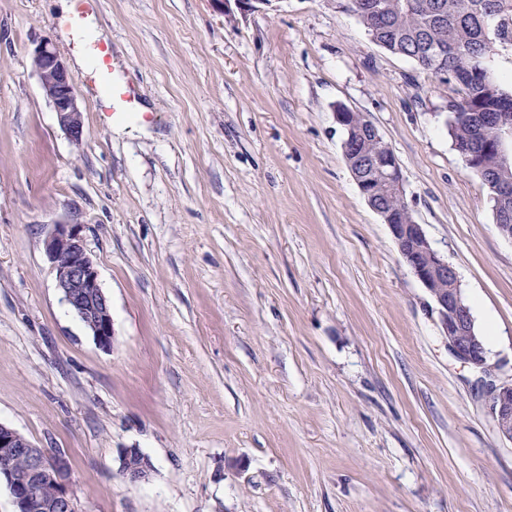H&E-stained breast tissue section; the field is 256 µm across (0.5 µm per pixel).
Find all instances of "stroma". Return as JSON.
<instances>
[{
  "instance_id": "1",
  "label": "stroma",
  "mask_w": 512,
  "mask_h": 512,
  "mask_svg": "<svg viewBox=\"0 0 512 512\" xmlns=\"http://www.w3.org/2000/svg\"><path fill=\"white\" fill-rule=\"evenodd\" d=\"M67 12L0 0V423L69 456L82 512H512V441L335 118L343 104L379 129L490 361L512 362V240L448 135L451 87L336 0L237 20L211 0H101L84 32L136 95L106 122ZM46 37L71 64L79 145L32 66ZM64 219L84 226L111 349L45 256ZM124 448L149 482L121 478ZM119 461V473L122 479L132 486L149 480L154 471L149 457L137 448L121 449Z\"/></svg>"
}]
</instances>
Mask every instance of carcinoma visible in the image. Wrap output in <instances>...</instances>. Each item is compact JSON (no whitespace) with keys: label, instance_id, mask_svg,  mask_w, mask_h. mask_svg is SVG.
I'll list each match as a JSON object with an SVG mask.
<instances>
[{"label":"carcinoma","instance_id":"1","mask_svg":"<svg viewBox=\"0 0 512 512\" xmlns=\"http://www.w3.org/2000/svg\"><path fill=\"white\" fill-rule=\"evenodd\" d=\"M346 2L343 10L356 16L376 45L412 61L440 84L455 86L457 96L448 101L452 114L448 134L453 144L476 140V123L461 114L512 113V90L498 82L489 95L475 75L479 69L489 70L496 46H512V21L503 22L506 13L512 18V0H380L382 24L364 7L370 0ZM469 169L487 186L493 212L512 214V195L503 197L498 191V183L512 182V167L502 172L497 153L480 150ZM382 203L394 222L404 224L411 218L403 198L387 196Z\"/></svg>","mask_w":512,"mask_h":512}]
</instances>
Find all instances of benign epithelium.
<instances>
[{
    "instance_id": "obj_1",
    "label": "benign epithelium",
    "mask_w": 512,
    "mask_h": 512,
    "mask_svg": "<svg viewBox=\"0 0 512 512\" xmlns=\"http://www.w3.org/2000/svg\"><path fill=\"white\" fill-rule=\"evenodd\" d=\"M230 19L245 17L274 0H213ZM33 68L39 76L42 90L56 113L58 124L68 138L80 144L84 137L82 112L77 90L68 68L56 52L50 38H44L33 50ZM336 123L347 131L342 150L355 162L351 168L355 182L368 205L386 221L389 215L381 202V192L404 196V177L395 154L388 145L370 157L361 153L363 138L383 137L373 123L358 131L353 129V113H335ZM495 138H489L479 128L481 142L494 149L506 163L512 164V123L497 118ZM371 168L376 177L360 178L356 168ZM397 252L414 277L426 288L431 299V314L448 343V351L462 364L480 374L478 389L499 432L512 440V381L496 383L486 380L491 367L475 329L455 268L431 245L423 226L411 220L405 224L388 225ZM45 255L56 271V285L64 301L88 328L102 348L112 347L113 327L109 299L99 280L96 264L88 252L83 225L70 221L53 224L44 241ZM27 459V466L16 471L12 460ZM119 473L129 485H139L151 477L153 465L138 448H123L119 456ZM72 464L66 454L38 448L13 428L0 423V482L11 494L15 512H80L71 484ZM44 485L53 487L49 499L40 494Z\"/></svg>"
}]
</instances>
